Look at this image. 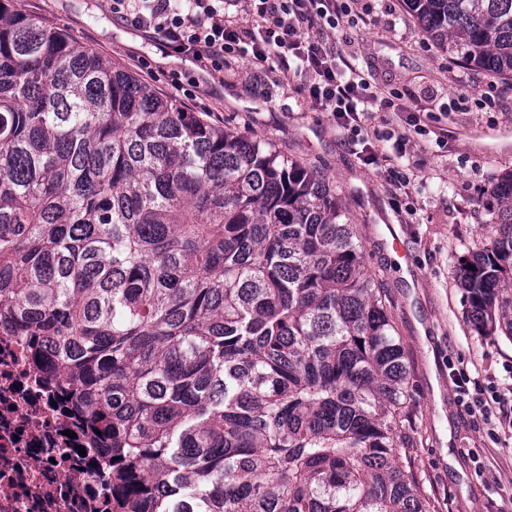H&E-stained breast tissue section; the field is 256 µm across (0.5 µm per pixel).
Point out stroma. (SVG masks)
Instances as JSON below:
<instances>
[{
	"instance_id": "35a3bbf8",
	"label": "stroma",
	"mask_w": 512,
	"mask_h": 512,
	"mask_svg": "<svg viewBox=\"0 0 512 512\" xmlns=\"http://www.w3.org/2000/svg\"><path fill=\"white\" fill-rule=\"evenodd\" d=\"M16 9L75 37L212 124L270 144L336 186L358 224L368 269L387 291L410 366V442L398 449L437 512H512V446L461 407L451 379L479 369L512 376V342L468 320L458 268L495 234L490 190L512 173V79L463 65L428 38L405 0H355L376 23L341 24L336 43L406 106L429 113L430 134L410 137L409 196L391 194L344 143L328 112L247 62L216 77L113 16L109 0H15ZM448 133L444 143L434 133Z\"/></svg>"
}]
</instances>
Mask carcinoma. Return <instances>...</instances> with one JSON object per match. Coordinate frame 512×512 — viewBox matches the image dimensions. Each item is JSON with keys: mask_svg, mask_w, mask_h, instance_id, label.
Wrapping results in <instances>:
<instances>
[{"mask_svg": "<svg viewBox=\"0 0 512 512\" xmlns=\"http://www.w3.org/2000/svg\"><path fill=\"white\" fill-rule=\"evenodd\" d=\"M512 79V0H407ZM457 271L512 341V177ZM0 325L62 381L119 512H435L396 448L409 366L315 173L0 0Z\"/></svg>", "mask_w": 512, "mask_h": 512, "instance_id": "carcinoma-1", "label": "carcinoma"}]
</instances>
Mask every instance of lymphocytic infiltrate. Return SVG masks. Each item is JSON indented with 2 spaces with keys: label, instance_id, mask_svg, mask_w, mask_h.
<instances>
[{
  "label": "lymphocytic infiltrate",
  "instance_id": "1",
  "mask_svg": "<svg viewBox=\"0 0 512 512\" xmlns=\"http://www.w3.org/2000/svg\"><path fill=\"white\" fill-rule=\"evenodd\" d=\"M244 8L252 27L240 26L230 8ZM113 15L152 35L162 46L185 53L210 72H223L230 59H244L275 73L288 86L302 78V92L313 107L331 113L349 144L392 140L390 154H370L383 182L392 190L411 183L402 159L405 135L378 130L374 110L404 113L396 93L373 85L359 67L329 41L343 20L358 24L350 0H111ZM454 381L467 412L496 420L501 435L512 440V387L485 383L481 375L461 370Z\"/></svg>",
  "mask_w": 512,
  "mask_h": 512
}]
</instances>
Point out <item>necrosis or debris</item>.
I'll list each match as a JSON object with an SVG mask.
<instances>
[{
  "mask_svg": "<svg viewBox=\"0 0 512 512\" xmlns=\"http://www.w3.org/2000/svg\"><path fill=\"white\" fill-rule=\"evenodd\" d=\"M27 341L0 326V512H110L107 465Z\"/></svg>",
  "mask_w": 512,
  "mask_h": 512,
  "instance_id": "4bbe7bcc",
  "label": "necrosis or debris"
}]
</instances>
